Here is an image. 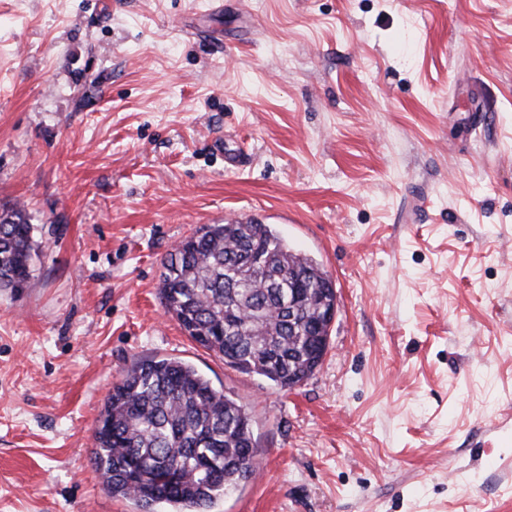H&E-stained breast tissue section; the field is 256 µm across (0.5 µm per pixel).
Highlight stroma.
<instances>
[{"label": "stroma", "mask_w": 512, "mask_h": 512, "mask_svg": "<svg viewBox=\"0 0 512 512\" xmlns=\"http://www.w3.org/2000/svg\"><path fill=\"white\" fill-rule=\"evenodd\" d=\"M0 0V512H139L90 461L112 385L178 357L249 414L212 512H512V0ZM239 166H229V159ZM269 224L336 284L301 387L158 298L204 224ZM34 225L18 208L0 213V288L19 291L27 288L33 276L34 258L40 243L34 239Z\"/></svg>", "instance_id": "obj_1"}]
</instances>
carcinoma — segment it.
Returning a JSON list of instances; mask_svg holds the SVG:
<instances>
[{
  "label": "carcinoma",
  "instance_id": "carcinoma-1",
  "mask_svg": "<svg viewBox=\"0 0 512 512\" xmlns=\"http://www.w3.org/2000/svg\"><path fill=\"white\" fill-rule=\"evenodd\" d=\"M18 208L0 211V288L19 291L33 276L40 243ZM160 297L196 343L232 368L288 388V358L307 364L321 343L288 327L281 301L296 277L312 298L330 275L292 250L269 224H204L162 262ZM91 461L114 497L141 512H210L256 470L247 414L192 364L139 360L113 384L98 419ZM177 473L173 485L158 480Z\"/></svg>",
  "mask_w": 512,
  "mask_h": 512
}]
</instances>
